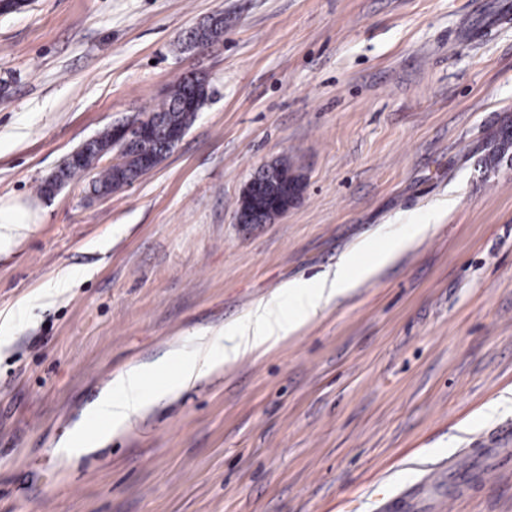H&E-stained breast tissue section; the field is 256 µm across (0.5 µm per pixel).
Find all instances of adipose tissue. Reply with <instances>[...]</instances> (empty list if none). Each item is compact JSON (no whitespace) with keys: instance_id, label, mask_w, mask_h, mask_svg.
Instances as JSON below:
<instances>
[{"instance_id":"adipose-tissue-1","label":"adipose tissue","mask_w":512,"mask_h":512,"mask_svg":"<svg viewBox=\"0 0 512 512\" xmlns=\"http://www.w3.org/2000/svg\"><path fill=\"white\" fill-rule=\"evenodd\" d=\"M405 246V241H394L367 263L359 262L356 254H347L330 281L298 292L293 310H284L280 293H273L260 301L246 320L225 328L218 335L200 336L198 351L180 359L175 369L156 366V373L165 377L164 382L157 386L147 385L145 371L141 367L133 366L120 372L112 380L113 394L103 395L96 405L95 412L104 423V430H78L75 440L85 446L100 437L102 432L114 433L125 429L133 416L153 403L176 395L186 386L221 370L226 363L288 338L316 317L337 295L372 279Z\"/></svg>"}]
</instances>
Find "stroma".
Returning a JSON list of instances; mask_svg holds the SVG:
<instances>
[{
	"label": "stroma",
	"mask_w": 512,
	"mask_h": 512,
	"mask_svg": "<svg viewBox=\"0 0 512 512\" xmlns=\"http://www.w3.org/2000/svg\"><path fill=\"white\" fill-rule=\"evenodd\" d=\"M31 0L0 15V512H438L429 469L512 426V0ZM224 34L181 52L215 14ZM209 99L174 150L106 198L40 184L178 79ZM288 158L305 189L245 229V186ZM430 225L425 236L417 225ZM408 250L295 335L160 401L92 449L132 365L394 238ZM454 512H512V473ZM31 216L27 211L15 208L2 214L0 207V246L10 244L25 224H31Z\"/></svg>",
	"instance_id": "obj_1"
}]
</instances>
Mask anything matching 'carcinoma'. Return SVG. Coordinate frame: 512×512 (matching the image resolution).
<instances>
[{"label":"carcinoma","mask_w":512,"mask_h":512,"mask_svg":"<svg viewBox=\"0 0 512 512\" xmlns=\"http://www.w3.org/2000/svg\"><path fill=\"white\" fill-rule=\"evenodd\" d=\"M224 32V16L217 17L215 26H201L195 30L194 40L209 45ZM198 89V101L195 108L185 106L192 91ZM207 82L203 77L183 78L177 81L168 95L145 119V124L154 127L152 134L142 137L120 152L122 162L108 167H99L101 158L117 150L115 145V127L103 128L89 145H81L60 163L56 174L59 186L80 178L88 172H95L92 190L95 194L109 193L114 189L128 185L140 176V167L147 160L159 164L171 152L167 134L170 129H188L197 112L201 111L207 100Z\"/></svg>","instance_id":"1"}]
</instances>
